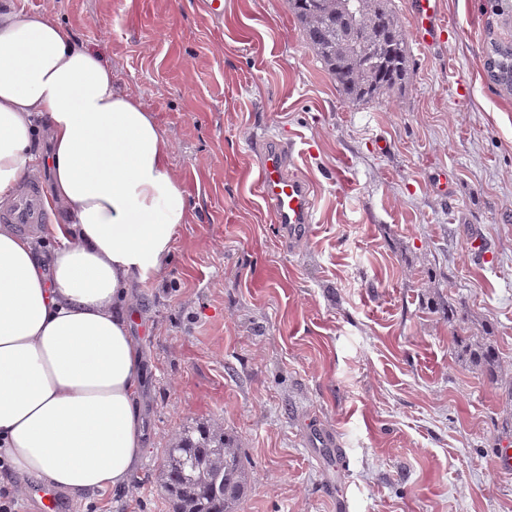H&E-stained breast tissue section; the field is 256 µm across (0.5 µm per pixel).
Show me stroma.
Here are the masks:
<instances>
[{
  "instance_id": "stroma-1",
  "label": "stroma",
  "mask_w": 512,
  "mask_h": 512,
  "mask_svg": "<svg viewBox=\"0 0 512 512\" xmlns=\"http://www.w3.org/2000/svg\"><path fill=\"white\" fill-rule=\"evenodd\" d=\"M102 51L164 134L190 221L165 272L134 285L147 451L129 491L58 512H170L180 429L241 443L240 512H512V42L497 0H441L402 92L349 103L288 0H26ZM293 146L314 218L288 234L254 187L255 138ZM481 235L493 261L475 262ZM457 317L445 314L447 304ZM459 336L499 355L490 378ZM334 433L311 447L308 429ZM489 60L486 61V72L490 81L507 94L512 93V43L493 42Z\"/></svg>"
}]
</instances>
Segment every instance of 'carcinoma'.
<instances>
[{
  "label": "carcinoma",
  "instance_id": "cac0c4a2",
  "mask_svg": "<svg viewBox=\"0 0 512 512\" xmlns=\"http://www.w3.org/2000/svg\"><path fill=\"white\" fill-rule=\"evenodd\" d=\"M308 45L352 104L371 102L405 85L410 53L393 0H374L363 13L346 0H290ZM486 72L500 90L512 93V43L491 44ZM458 347L493 377L495 348L462 338ZM159 481L171 512H239L249 475L241 449L219 426H185L166 449Z\"/></svg>",
  "mask_w": 512,
  "mask_h": 512
}]
</instances>
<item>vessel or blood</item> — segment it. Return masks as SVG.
<instances>
[{
  "instance_id": "obj_1",
  "label": "vessel or blood",
  "mask_w": 512,
  "mask_h": 512,
  "mask_svg": "<svg viewBox=\"0 0 512 512\" xmlns=\"http://www.w3.org/2000/svg\"><path fill=\"white\" fill-rule=\"evenodd\" d=\"M412 7L418 42L426 44L441 35L445 25L441 20L440 0H413ZM291 151V145L285 143L273 147L260 145L256 186L272 213L274 223L281 228L295 230L312 223L313 210L309 185L286 169V159ZM41 195L39 184L25 185L11 207L0 214V221L16 225L23 231L42 224Z\"/></svg>"
}]
</instances>
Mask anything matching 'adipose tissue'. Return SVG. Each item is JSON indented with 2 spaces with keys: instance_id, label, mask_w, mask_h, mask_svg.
<instances>
[{
  "instance_id": "ef3b65f1",
  "label": "adipose tissue",
  "mask_w": 512,
  "mask_h": 512,
  "mask_svg": "<svg viewBox=\"0 0 512 512\" xmlns=\"http://www.w3.org/2000/svg\"><path fill=\"white\" fill-rule=\"evenodd\" d=\"M43 120L48 154L33 151ZM48 168L58 246L0 225V457L75 500L131 486L146 451L131 282L158 279L189 205L163 133L48 11L0 7V203Z\"/></svg>"
}]
</instances>
